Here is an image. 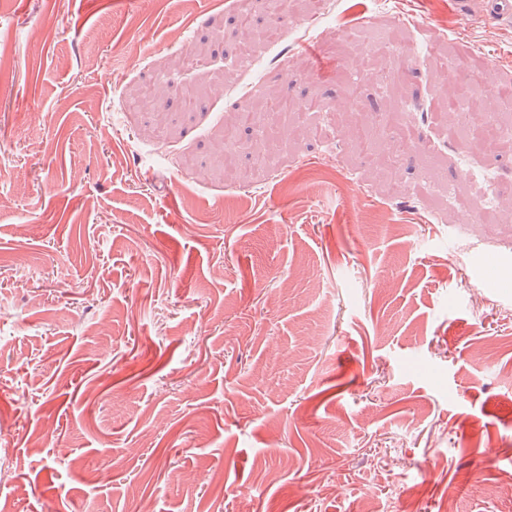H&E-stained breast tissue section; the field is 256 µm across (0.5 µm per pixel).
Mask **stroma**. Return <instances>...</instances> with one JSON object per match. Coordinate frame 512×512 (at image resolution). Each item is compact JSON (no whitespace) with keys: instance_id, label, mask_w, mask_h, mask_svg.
Returning <instances> with one entry per match:
<instances>
[{"instance_id":"obj_1","label":"stroma","mask_w":512,"mask_h":512,"mask_svg":"<svg viewBox=\"0 0 512 512\" xmlns=\"http://www.w3.org/2000/svg\"><path fill=\"white\" fill-rule=\"evenodd\" d=\"M237 0H0V504L8 512H512V223L496 150L394 133L357 52L401 23L427 60L512 80V28L451 0H290L247 68ZM357 112L224 130L257 90ZM235 152L239 174L225 173Z\"/></svg>"}]
</instances>
